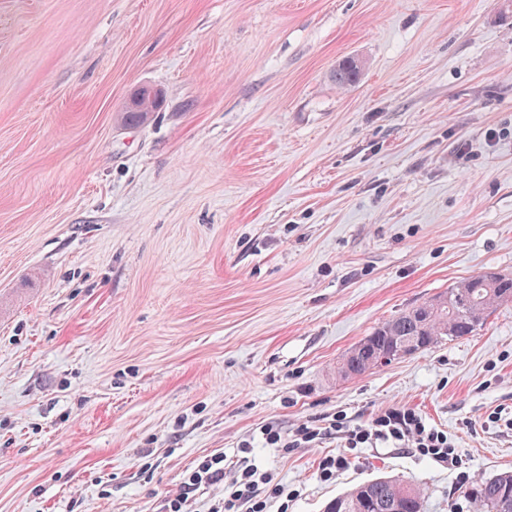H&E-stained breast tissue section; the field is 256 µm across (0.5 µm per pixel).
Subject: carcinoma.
Returning a JSON list of instances; mask_svg holds the SVG:
<instances>
[{"label": "carcinoma", "mask_w": 512, "mask_h": 512, "mask_svg": "<svg viewBox=\"0 0 512 512\" xmlns=\"http://www.w3.org/2000/svg\"><path fill=\"white\" fill-rule=\"evenodd\" d=\"M361 62L345 57L336 64V85H354L361 72ZM161 95L151 90L136 102L125 106L122 122L136 126L157 111ZM512 302V276L487 272L464 278L448 292L415 305L374 329L380 337L378 349L391 348L393 336H425L428 348L439 343L472 335L487 317L504 303ZM352 374L362 376L378 367L377 358L360 351L347 361ZM341 512H395L396 506L423 502V490L416 484L379 477L362 483L340 495ZM477 512H512V470L481 479L473 492Z\"/></svg>", "instance_id": "1"}]
</instances>
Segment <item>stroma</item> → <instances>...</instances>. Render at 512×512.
Returning <instances> with one entry per match:
<instances>
[{"label": "stroma", "mask_w": 512, "mask_h": 512, "mask_svg": "<svg viewBox=\"0 0 512 512\" xmlns=\"http://www.w3.org/2000/svg\"><path fill=\"white\" fill-rule=\"evenodd\" d=\"M142 86L161 110L121 124ZM484 272L512 275V0H0V512H165L247 441L288 512L377 477L473 512L512 470V303L336 364ZM388 407L458 467L368 447L325 482L340 434L262 439ZM361 62L355 57H345L336 64L335 80L336 85L341 88H348L354 85L361 72ZM328 427H325V432L316 431L317 429H311L308 426H302L295 434V438L293 440H289L288 442H284L282 444V439L279 434H276L271 429L265 430L262 432L264 436L265 442L269 445H277L279 447L281 444V448H299L301 444H308L316 441L318 439H322L323 435H326ZM321 435V437H319Z\"/></svg>", "instance_id": "1"}]
</instances>
